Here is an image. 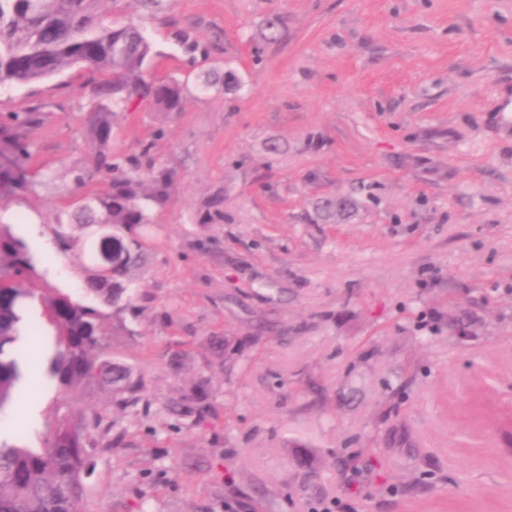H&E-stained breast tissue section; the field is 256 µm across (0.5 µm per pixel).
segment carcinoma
<instances>
[{
    "label": "carcinoma",
    "instance_id": "obj_1",
    "mask_svg": "<svg viewBox=\"0 0 512 512\" xmlns=\"http://www.w3.org/2000/svg\"><path fill=\"white\" fill-rule=\"evenodd\" d=\"M103 2L0 0V87L34 84L75 67L87 74L82 87L88 98L87 112L81 120L92 161L75 176L85 192L55 216L52 242L66 256L80 247L82 225L97 221L112 225V234L125 241L126 255L109 271L85 267L83 290L105 307L135 310L143 299L135 275L156 247L152 210L170 202L175 174L147 146L128 156L115 152L114 125L117 113L134 103L166 116L180 114L188 87L185 81L151 76L157 52L147 29L131 19H105ZM286 29L285 19L273 13L263 24L262 41L276 44ZM212 81L222 83L227 92L243 87L232 69L213 71ZM41 119L38 112L14 115L0 129V197L31 191L44 183L39 170L31 166L33 150L27 136L28 128ZM338 204L347 211L352 200L330 196L316 201L314 208L329 221L336 216ZM192 220L224 223V190L209 196ZM37 305L44 307L45 322L25 321ZM103 316L99 308L48 287L36 270L27 242L0 224V408L17 400V385L23 376L40 380L37 362L23 372L13 354L22 329L34 352L46 334L63 346L47 369L58 387L69 391L98 385L110 389L117 403H136L143 379L103 350ZM100 450L88 425L57 411L46 421L41 446L0 440V512H81L84 487L74 473L92 467Z\"/></svg>",
    "mask_w": 512,
    "mask_h": 512
}]
</instances>
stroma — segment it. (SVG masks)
Here are the masks:
<instances>
[{
	"mask_svg": "<svg viewBox=\"0 0 512 512\" xmlns=\"http://www.w3.org/2000/svg\"><path fill=\"white\" fill-rule=\"evenodd\" d=\"M159 53L155 77L235 70L167 118L118 115L176 172L138 310L106 312L111 355L145 387L40 390V414L103 415L84 512H512V0H122ZM288 35L262 45L268 14ZM206 45L188 54L174 31ZM80 69L0 87V119L41 112L33 162L55 190L0 203L51 287L83 299L85 248L52 243L90 160ZM288 149L266 160L263 144ZM220 224L192 223L215 189ZM354 191L355 215L313 202ZM200 392L204 417L173 413Z\"/></svg>",
	"mask_w": 512,
	"mask_h": 512,
	"instance_id": "obj_1",
	"label": "stroma"
}]
</instances>
